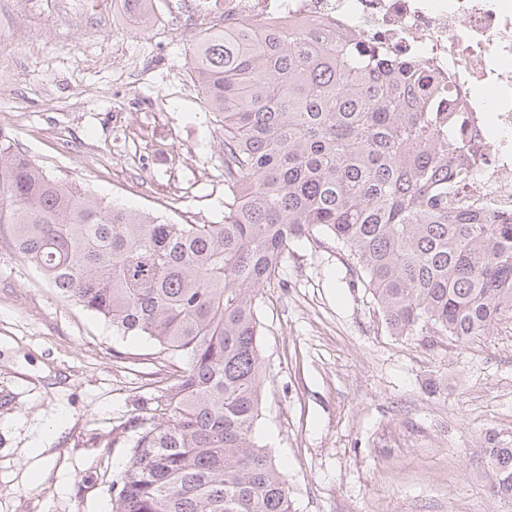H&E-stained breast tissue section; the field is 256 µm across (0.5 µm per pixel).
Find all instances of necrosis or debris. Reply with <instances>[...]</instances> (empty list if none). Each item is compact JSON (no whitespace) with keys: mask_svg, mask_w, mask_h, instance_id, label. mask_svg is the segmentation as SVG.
I'll return each instance as SVG.
<instances>
[{"mask_svg":"<svg viewBox=\"0 0 512 512\" xmlns=\"http://www.w3.org/2000/svg\"><path fill=\"white\" fill-rule=\"evenodd\" d=\"M225 25L324 27L378 51L422 60L449 79L462 123L481 143L474 172L448 198L512 214V0H209Z\"/></svg>","mask_w":512,"mask_h":512,"instance_id":"obj_1","label":"necrosis or debris"}]
</instances>
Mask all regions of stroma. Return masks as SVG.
<instances>
[{"label": "stroma", "instance_id": "1", "mask_svg": "<svg viewBox=\"0 0 512 512\" xmlns=\"http://www.w3.org/2000/svg\"><path fill=\"white\" fill-rule=\"evenodd\" d=\"M201 31L124 0H0V130L48 175L178 224L224 218V131L187 65ZM264 289L254 435L293 512H512L485 451L512 447V320L460 344L391 335L334 244ZM151 339L59 296L0 235V512H109L112 428L173 381Z\"/></svg>", "mask_w": 512, "mask_h": 512}]
</instances>
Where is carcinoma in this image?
I'll return each mask as SVG.
<instances>
[{
    "mask_svg": "<svg viewBox=\"0 0 512 512\" xmlns=\"http://www.w3.org/2000/svg\"><path fill=\"white\" fill-rule=\"evenodd\" d=\"M187 63L224 128V220L171 224L49 177L0 134V228L58 294L179 361L113 428L110 512H292L254 440L261 290L291 246L347 253L391 335L466 343L512 318V221L448 208L478 148L437 112L418 59L290 26H209ZM512 502V447L486 449Z\"/></svg>",
    "mask_w": 512,
    "mask_h": 512,
    "instance_id": "cac0c4a2",
    "label": "carcinoma"
}]
</instances>
